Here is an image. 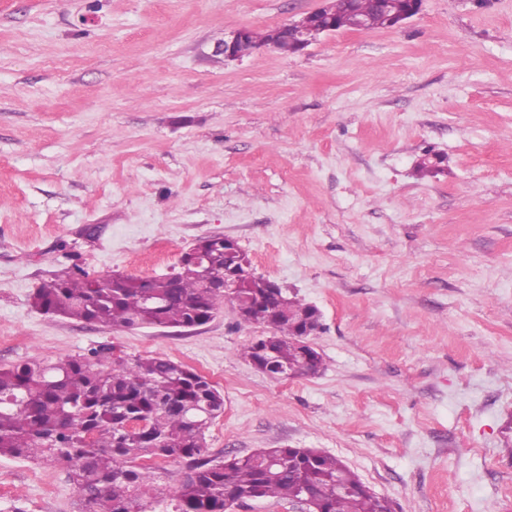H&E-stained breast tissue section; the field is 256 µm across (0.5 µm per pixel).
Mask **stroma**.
Instances as JSON below:
<instances>
[{
  "mask_svg": "<svg viewBox=\"0 0 512 512\" xmlns=\"http://www.w3.org/2000/svg\"><path fill=\"white\" fill-rule=\"evenodd\" d=\"M326 2L0 0V365L167 358L224 396L209 457L316 448L397 512H512V0L219 51ZM213 235L319 309L320 373L256 370L271 330L228 304L136 329L31 305L62 268L157 276ZM43 498L78 512L65 464L0 456V512ZM246 32V28H239L224 36L220 52L224 54L225 60H238L250 56L263 46L272 47L283 53L297 52L294 40L288 37L281 26L270 29L265 34L248 30V39L253 46L247 41Z\"/></svg>",
  "mask_w": 512,
  "mask_h": 512,
  "instance_id": "1",
  "label": "stroma"
}]
</instances>
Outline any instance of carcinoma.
I'll return each mask as SVG.
<instances>
[{"instance_id": "obj_1", "label": "carcinoma", "mask_w": 512, "mask_h": 512, "mask_svg": "<svg viewBox=\"0 0 512 512\" xmlns=\"http://www.w3.org/2000/svg\"><path fill=\"white\" fill-rule=\"evenodd\" d=\"M335 0L336 27L350 28L352 13L364 27L389 26L388 16L405 12L410 0ZM250 43L283 53L297 52L283 27L248 31ZM194 250L206 259L211 280L191 262L173 275L92 276L75 266L54 276L31 296L32 307L87 323L128 329L194 327L208 323L228 302L244 324H273L274 365L306 378L321 371L322 357H306L300 331L314 320L313 307L296 296L269 300L262 279L243 294L224 293L231 271L251 264L246 253L228 252L204 237ZM224 412V397L204 376L173 360L129 358L101 346L86 355L53 363L29 360L0 367V456L51 464L64 461L79 499V512H147L155 485L153 458H188L189 473L176 492L175 512H228L250 497L298 501L308 490L312 512H393L390 501L363 489L337 457L313 448H261L218 461L206 455V432ZM132 420L145 422L128 431Z\"/></svg>"}]
</instances>
